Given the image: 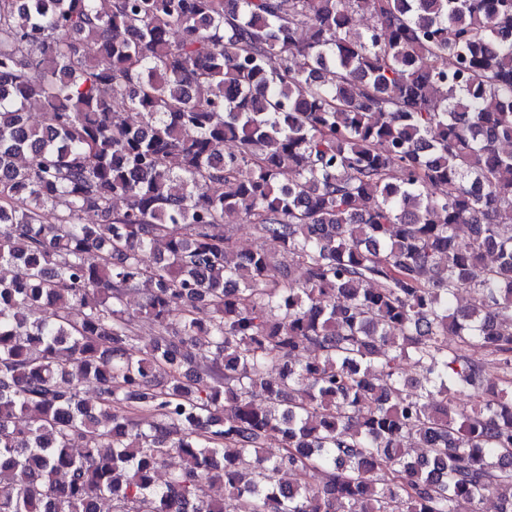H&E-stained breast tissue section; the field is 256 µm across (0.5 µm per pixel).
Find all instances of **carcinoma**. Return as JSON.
Listing matches in <instances>:
<instances>
[{
	"label": "carcinoma",
	"mask_w": 512,
	"mask_h": 512,
	"mask_svg": "<svg viewBox=\"0 0 512 512\" xmlns=\"http://www.w3.org/2000/svg\"><path fill=\"white\" fill-rule=\"evenodd\" d=\"M507 143L512 0H0V512H512Z\"/></svg>",
	"instance_id": "1"
}]
</instances>
